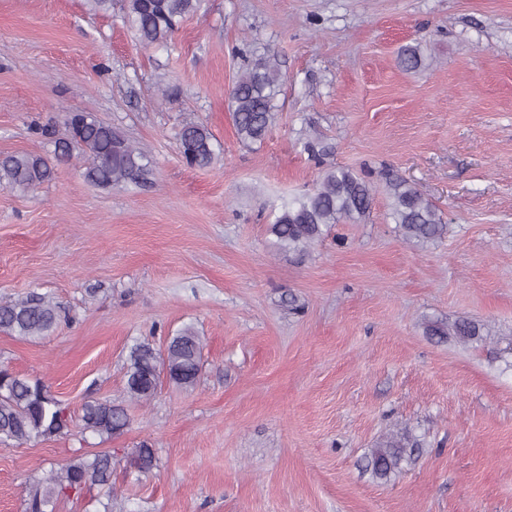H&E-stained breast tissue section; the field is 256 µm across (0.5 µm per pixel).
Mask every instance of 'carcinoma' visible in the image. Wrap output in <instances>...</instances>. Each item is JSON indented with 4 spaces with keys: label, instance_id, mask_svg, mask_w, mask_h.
Here are the masks:
<instances>
[{
    "label": "carcinoma",
    "instance_id": "cac0c4a2",
    "mask_svg": "<svg viewBox=\"0 0 512 512\" xmlns=\"http://www.w3.org/2000/svg\"><path fill=\"white\" fill-rule=\"evenodd\" d=\"M201 0H121L124 19L138 41L149 48H170L173 34L181 21L196 13ZM398 64L405 70L421 65L418 48L401 50ZM281 76L278 63L269 55H258L232 83L228 97L233 126L243 144L262 142L275 124V104ZM66 125L71 140L56 141L60 157L70 154L71 143L79 145L87 156L84 176L92 184L111 187L139 179L149 157L122 131L100 121L90 112H71ZM179 151L190 167L204 168L216 157L209 129L189 121L182 125ZM53 168L41 156L17 152L0 155V186L27 193L52 177ZM386 194L391 215L408 240L430 242L448 232L437 208L409 182L390 177ZM376 188L366 177L342 167L323 172L316 186L294 198L270 225L280 248L301 251L323 234V229L341 221L357 223L372 211ZM61 320L58 307L46 297L32 294L17 301L0 303V332L21 339H39L50 335ZM428 334L442 342L450 337L468 344L482 339L480 327L468 319L448 325L436 324ZM203 342L192 328L186 327L171 337L165 348L140 343L129 353L124 391L135 401H148L162 382L181 389L195 386L201 371ZM82 432L112 437L129 425L125 408L110 400L84 403L79 416ZM72 417L40 379H33L0 367V444L23 445L40 438L48 439L71 432ZM406 436L386 437L372 453V466L380 476L390 474L401 461ZM156 449L143 445L136 450L135 462L142 471L157 465ZM112 451L79 453L59 469L36 481L26 503V512H56L60 499L97 487L107 496L103 512H112Z\"/></svg>",
    "mask_w": 512,
    "mask_h": 512
}]
</instances>
